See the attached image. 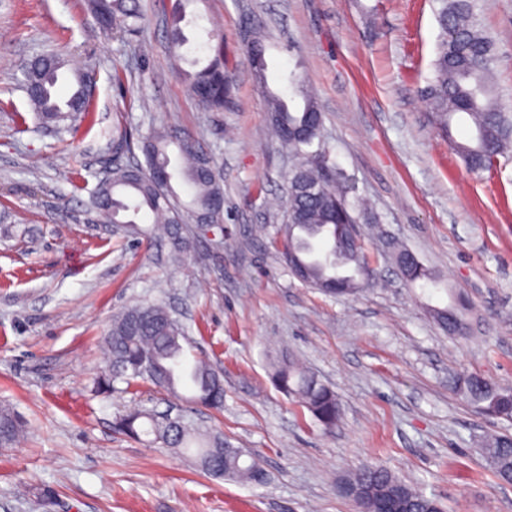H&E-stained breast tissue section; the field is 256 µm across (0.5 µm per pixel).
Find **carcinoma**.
Listing matches in <instances>:
<instances>
[{
	"mask_svg": "<svg viewBox=\"0 0 512 512\" xmlns=\"http://www.w3.org/2000/svg\"><path fill=\"white\" fill-rule=\"evenodd\" d=\"M208 0H171L168 25L173 35L182 34L181 23L187 9ZM439 40L433 62L434 78L421 90L427 109L448 135L452 148L473 172L494 166L493 159L512 148V114L501 105L493 80L492 64L496 43L488 36L476 13V0H438ZM105 30L133 32L142 19L140 0H84ZM208 41L216 42L210 62L194 72L181 71L188 90L206 112H222L234 105L233 81L224 64V34L206 30ZM246 49L254 72L263 79L266 69V45L260 35L250 39ZM63 57L48 53L35 57L27 71L42 74L43 92L29 96L39 118L59 125L72 118L92 121L90 100L84 90L83 76L73 73L76 89L64 101L56 96ZM295 94L304 98L301 110L290 108L279 96L269 100L270 125L279 140L300 159L289 181L288 198L283 211L279 246L283 259L293 252L304 263V283L334 296L355 295L365 280L361 244L347 243L344 233H336L341 217L358 222L367 215L366 207L348 200L345 178L337 169H329L320 141L322 113L304 91L303 76L291 74ZM464 117L475 129L471 142L452 136L455 117ZM176 146L178 167L172 166L169 148ZM112 147L128 153L139 150L143 160L115 165L108 177L99 182L92 208L110 224H119L127 236H147L136 218L149 210L162 224L172 256L182 259L188 250V225L200 222L224 223V210L211 207L224 198V187L204 144L190 133L171 128H152L139 140H130L127 132H112ZM189 188V200H183L173 182ZM305 224L288 236V225ZM108 355L106 369L94 380L96 392L110 393L116 384L131 385L141 380L170 393L178 388L192 391L189 402L220 411L224 408V380L201 354L189 346L183 325L173 320L162 305L138 303L112 316L103 337ZM273 379L285 394L303 403L314 419L328 429L341 415L336 392L318 380L298 361L288 359L275 365ZM453 388L481 412L512 419V386L500 385L478 375L453 380ZM114 430L129 438H150L170 448L191 453L200 470L219 479L262 484L266 473L254 459H235L224 455L228 441L221 433L203 428L183 417L165 419L149 409H133L115 418ZM24 422L6 405H0V448H12L23 436ZM483 454L488 467L502 481L512 474V437L498 435L486 443ZM361 489L367 503H376L395 493L405 506L404 512H442V502L429 497L394 476L385 467L362 465L347 478Z\"/></svg>",
	"mask_w": 512,
	"mask_h": 512,
	"instance_id": "1",
	"label": "carcinoma"
}]
</instances>
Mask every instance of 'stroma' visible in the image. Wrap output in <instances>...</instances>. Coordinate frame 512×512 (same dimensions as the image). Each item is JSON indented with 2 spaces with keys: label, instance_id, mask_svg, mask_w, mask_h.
Returning a JSON list of instances; mask_svg holds the SVG:
<instances>
[{
  "label": "stroma",
  "instance_id": "1",
  "mask_svg": "<svg viewBox=\"0 0 512 512\" xmlns=\"http://www.w3.org/2000/svg\"><path fill=\"white\" fill-rule=\"evenodd\" d=\"M497 47L494 79L512 109V0H478ZM138 32L103 30L83 0H0V404L26 425L0 450V512H354L338 486L377 463L448 512H512V486L481 455L512 435L450 388L476 373L512 385V152L471 173L419 96L433 78L435 0H210L224 29L235 106L198 109L178 70L207 64L201 22L187 17L173 52L168 0H143ZM266 38L257 79L243 34ZM93 73V123L44 126L24 90L28 62L45 52ZM125 73L115 82V70ZM301 74L323 114L321 147L368 201L360 221L373 276L358 294L331 297L300 282L274 242L298 164L270 135L267 100L304 101ZM175 127L200 138L224 179V233L196 234L182 267L165 240L132 244L91 207L112 131ZM414 253L435 284L398 275L396 248ZM466 301V338L433 311ZM166 306L224 377V409L191 408L141 383L99 396L102 336L114 313ZM299 359L336 391L342 413L324 429L272 380V363ZM134 407L189 414L251 452L264 485L208 476L174 448L114 431ZM52 491V506L40 494Z\"/></svg>",
  "mask_w": 512,
  "mask_h": 512
}]
</instances>
